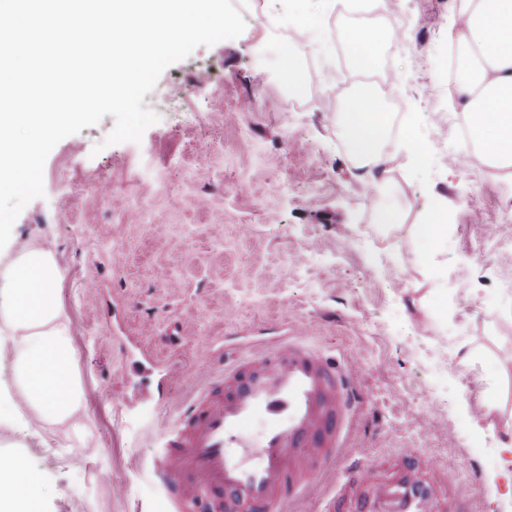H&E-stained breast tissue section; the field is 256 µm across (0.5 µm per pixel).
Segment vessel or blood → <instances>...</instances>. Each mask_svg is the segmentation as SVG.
I'll list each match as a JSON object with an SVG mask.
<instances>
[{
	"label": "vessel or blood",
	"mask_w": 512,
	"mask_h": 512,
	"mask_svg": "<svg viewBox=\"0 0 512 512\" xmlns=\"http://www.w3.org/2000/svg\"><path fill=\"white\" fill-rule=\"evenodd\" d=\"M132 365L143 394L155 362ZM353 367L282 338L212 374L155 450L154 476L172 512H282L310 490L351 433ZM395 483L375 482L361 465L336 484L325 512H438L415 454Z\"/></svg>",
	"instance_id": "obj_1"
}]
</instances>
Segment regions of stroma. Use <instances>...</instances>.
Masks as SVG:
<instances>
[{
  "mask_svg": "<svg viewBox=\"0 0 512 512\" xmlns=\"http://www.w3.org/2000/svg\"><path fill=\"white\" fill-rule=\"evenodd\" d=\"M237 38L197 47L167 67L144 104L159 119L140 142L105 145L113 116L56 144L43 197L18 215L0 275L20 246L50 249L76 350L86 426L46 421L16 400L17 355L0 350V459L35 475L43 512H169L152 476L176 402L204 384L215 355L195 339L248 353L288 336L357 369L350 446L293 505L321 499L362 462L396 476L415 449L441 512H501L491 473L512 471L501 447L512 425V181L479 163L449 169L460 118L448 109L451 0H389L403 34L382 47L421 159L395 148L389 177L407 223L376 222L379 201L355 179L339 135L342 98L357 80L349 27L383 16L350 0L305 8L318 36L295 33L287 0H233ZM290 45L303 73L289 86L276 64ZM447 204L450 229L424 252L415 226ZM307 259L302 268L292 260ZM182 336L174 349L164 337ZM475 350L462 361L461 348ZM148 353L172 402L140 401L129 353ZM498 459L490 468L481 449ZM470 484L458 499L457 484Z\"/></svg>",
  "mask_w": 512,
  "mask_h": 512,
  "instance_id": "35a3bbf8",
  "label": "stroma"
}]
</instances>
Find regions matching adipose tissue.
I'll return each instance as SVG.
<instances>
[{"instance_id": "adipose-tissue-1", "label": "adipose tissue", "mask_w": 512, "mask_h": 512, "mask_svg": "<svg viewBox=\"0 0 512 512\" xmlns=\"http://www.w3.org/2000/svg\"><path fill=\"white\" fill-rule=\"evenodd\" d=\"M394 25L353 29L346 37L352 68L369 72ZM448 46L455 64L451 111L462 116L468 138L460 154L495 169H512V0H452ZM391 114L379 96L362 87L342 104L340 135L357 180L377 195L391 191ZM59 271L52 252L20 248L0 279V319L18 358V394L40 421L84 427L87 397L76 374L69 320L58 301ZM38 479L10 464L0 465V512H41Z\"/></svg>"}]
</instances>
